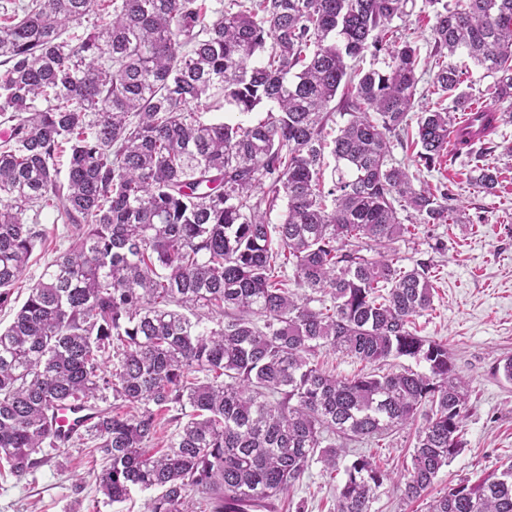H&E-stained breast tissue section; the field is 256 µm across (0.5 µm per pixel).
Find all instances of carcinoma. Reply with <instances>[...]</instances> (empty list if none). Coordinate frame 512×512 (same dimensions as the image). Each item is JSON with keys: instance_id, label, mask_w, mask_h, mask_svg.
I'll use <instances>...</instances> for the list:
<instances>
[{"instance_id": "cac0c4a2", "label": "carcinoma", "mask_w": 512, "mask_h": 512, "mask_svg": "<svg viewBox=\"0 0 512 512\" xmlns=\"http://www.w3.org/2000/svg\"><path fill=\"white\" fill-rule=\"evenodd\" d=\"M408 2L231 0L214 19L205 0L0 8V307L43 236L42 211L77 228L0 328V472L21 478L81 439L55 428L76 405L92 411L100 491L122 502L158 489L148 512H274L312 462L338 469L345 449L324 434L405 427L413 448L397 487L408 501L426 495L463 448L469 383L448 343L418 335L434 284L427 262L400 266L411 228L398 210L421 224H453L455 212L448 185L415 190L392 147H417L410 161L429 172L447 162L452 132L455 152H469L512 122V111H476L461 126L462 73L446 61L467 53L512 99V0H426L438 102L416 113L413 134L419 53L387 39ZM368 51L385 53L384 67L348 64ZM338 94L350 118L328 173ZM203 99L270 108L256 124L211 121L193 108ZM472 171L483 190L498 183L494 167ZM323 351L363 370L338 377ZM108 390L121 405L93 409ZM169 407L186 421L156 452L155 409ZM344 475L336 512H374L388 474L360 456ZM428 512H512V462ZM339 98H340V95L338 94L336 96V100L334 102H332V104L330 106V108H332V110H331L330 119H329L328 125H327V132H330V135L327 137L328 145L325 148V161L328 164H330L329 171L335 164L334 157L331 154V149L333 147L331 140L335 137L337 128L339 126L343 125L350 118V116L348 114L344 115L343 111H340L339 109H337L336 105L339 101ZM334 108L336 110H334Z\"/></svg>"}]
</instances>
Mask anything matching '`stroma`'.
<instances>
[{"label":"stroma","mask_w":512,"mask_h":512,"mask_svg":"<svg viewBox=\"0 0 512 512\" xmlns=\"http://www.w3.org/2000/svg\"><path fill=\"white\" fill-rule=\"evenodd\" d=\"M454 64L463 72L462 88L478 107L505 110L511 103L492 92L493 79L466 56ZM488 160L501 175L493 191L479 189L470 178L466 155L441 169L422 173L420 189L447 183L457 209L453 224H422L402 213L403 223L414 224V235L399 242L405 266L423 260L434 276L433 310L417 320L421 336L446 342L458 373L469 383L464 446L444 467L430 490L439 496L460 481H475L500 470L512 460V382L496 370L512 356V124L499 125L487 138ZM43 237L31 257L25 277L14 288V303L0 308V325L8 326L28 296V287L44 267L65 251L74 229L42 213ZM348 459L365 455L379 464L388 481L377 491L375 512H427V500L403 499L395 481L406 473L413 447V431L395 430L381 440H347ZM103 461L92 452L91 441L64 445L54 458L22 477L0 475V512H69L80 503L82 512H147L155 490H132L127 500L112 503L89 478L102 470ZM343 472L312 463L291 496L279 497L277 512H288L292 500H305L308 512H335L336 488Z\"/></svg>","instance_id":"35a3bbf8"}]
</instances>
